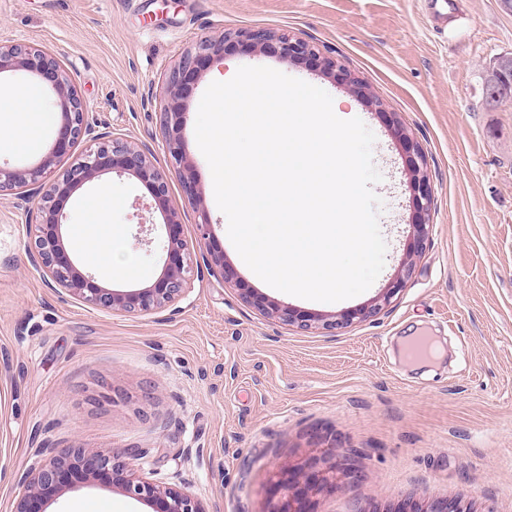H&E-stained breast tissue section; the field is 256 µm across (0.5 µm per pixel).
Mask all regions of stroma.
I'll return each instance as SVG.
<instances>
[{
  "instance_id": "obj_1",
  "label": "stroma",
  "mask_w": 512,
  "mask_h": 512,
  "mask_svg": "<svg viewBox=\"0 0 512 512\" xmlns=\"http://www.w3.org/2000/svg\"><path fill=\"white\" fill-rule=\"evenodd\" d=\"M430 0H0V39L54 54L102 130L149 146L167 167L162 80L203 37L230 33L184 95L182 147L202 194L172 181L190 241L184 298L149 313L101 310L55 285L32 261L37 202L0 195V512L45 448L122 453L137 473L185 486L206 512H270L288 464L303 466L308 512H395L407 501L464 497L472 512H512V98L487 104L485 69L512 55V12L500 0H458L438 33ZM265 29L310 41L369 97L277 50H248L233 33ZM267 66L325 90L333 108L374 133L383 179L385 266L364 293L302 299L260 280L225 232L209 166L195 139L203 93L229 67ZM396 125H389V118ZM422 148L433 188L429 238L416 218L403 140ZM106 206L94 204L101 187ZM64 237L93 235L101 285H150L166 254L163 218L132 175L106 173L72 195ZM224 255L216 267L211 250ZM402 290L377 316L336 330L326 321ZM257 295L310 320L307 329L250 305ZM433 335L444 356L416 368L406 337ZM41 512H154L105 478L77 475Z\"/></svg>"
}]
</instances>
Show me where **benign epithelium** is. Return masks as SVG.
Wrapping results in <instances>:
<instances>
[{
  "label": "benign epithelium",
  "mask_w": 512,
  "mask_h": 512,
  "mask_svg": "<svg viewBox=\"0 0 512 512\" xmlns=\"http://www.w3.org/2000/svg\"><path fill=\"white\" fill-rule=\"evenodd\" d=\"M236 38L260 53L274 42L282 59L293 62L310 60L323 67L324 73L351 85L356 94H365L364 87L350 72L331 60L320 58L314 46L304 39L275 36L263 29L239 31ZM223 52L224 40L202 38L164 76L162 126L171 162V168L165 171L155 164L148 146H135L123 137L100 131L99 125L89 121L85 101L79 95L69 71L56 58L35 45L0 41V75L14 71L30 74L53 94L60 109L56 136L36 164L26 168L0 165V193L15 192L23 201L33 196L40 197L41 222L31 243L32 259L47 270L54 283L83 302L112 311L147 313L184 297L192 267L187 252V235L170 205L171 176L180 179L183 194L190 203L200 201V192L194 181L184 173L186 166L180 130L186 108L181 99L183 91L200 78L206 64ZM81 142L88 143V147L78 161L62 173L54 174L57 163L69 156ZM407 149L419 214L413 224L411 249L418 254L426 247L429 237L426 216L433 201V191L424 170L425 158L421 148L409 141ZM106 172L134 176L147 188L155 205L164 213L166 259L159 277L147 287L116 291L102 286L78 264L64 244L62 226L66 201L80 186ZM402 287L403 280H396L374 305L350 312L340 321L327 324V327L341 328L377 315ZM247 301L285 322H304L300 315L289 308L268 303L262 297L249 296ZM139 457L135 448L126 449L121 456L88 452L83 448H50L46 458L22 478L25 492L16 502L14 512H39L38 504L44 495L60 488L74 468H80L92 476H112V483L119 485L131 498L158 504L161 512H206L203 503L182 488L163 486L136 474L130 468V462ZM282 488L285 489L284 502L276 512H305V490L287 483ZM398 512H470V506L462 498H444L426 504L408 502Z\"/></svg>",
  "instance_id": "7a95c632"
}]
</instances>
